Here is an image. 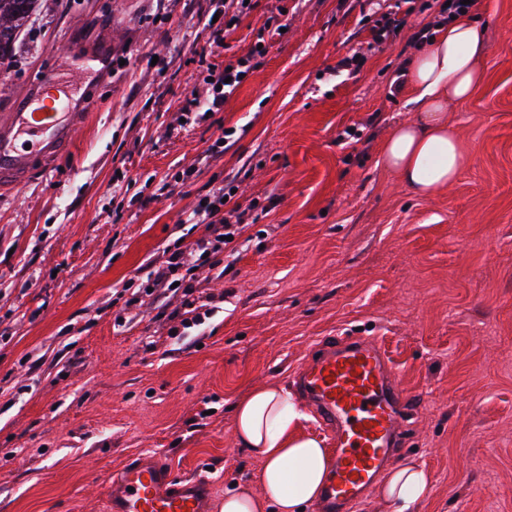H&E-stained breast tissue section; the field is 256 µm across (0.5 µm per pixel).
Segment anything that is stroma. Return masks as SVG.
Instances as JSON below:
<instances>
[{
    "instance_id": "35a3bbf8",
    "label": "stroma",
    "mask_w": 512,
    "mask_h": 512,
    "mask_svg": "<svg viewBox=\"0 0 512 512\" xmlns=\"http://www.w3.org/2000/svg\"><path fill=\"white\" fill-rule=\"evenodd\" d=\"M446 2L226 5L222 55L251 71L199 120L182 107L204 91L209 0H40L0 67V113L51 65L97 107L71 153L0 191V512H105V482L148 451L208 480L220 512L260 471L232 404L292 387L322 340L357 332L381 338L423 402L396 460L432 476L416 512H512V0L491 18L472 10L490 50L484 83L448 106L459 179L419 198L377 164L410 115L395 84L412 36ZM389 14L403 25L375 40ZM276 15L285 33L252 54ZM107 39L112 74L76 65L74 48ZM229 181L245 244L223 274L196 269L211 315L171 335L179 299L135 302L128 282L162 265L191 230L185 212Z\"/></svg>"
}]
</instances>
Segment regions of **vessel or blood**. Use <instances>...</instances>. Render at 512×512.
I'll return each instance as SVG.
<instances>
[{"instance_id":"vessel-or-blood-1","label":"vessel or blood","mask_w":512,"mask_h":512,"mask_svg":"<svg viewBox=\"0 0 512 512\" xmlns=\"http://www.w3.org/2000/svg\"><path fill=\"white\" fill-rule=\"evenodd\" d=\"M60 75L42 81L0 114V186L28 182L34 161H54L72 146L94 101L59 95ZM295 385L336 438L320 512H348L371 490L396 454L416 410L413 395L394 379L381 341L344 336L323 341ZM110 512H211L209 485L176 475L154 454L138 457L103 488Z\"/></svg>"}]
</instances>
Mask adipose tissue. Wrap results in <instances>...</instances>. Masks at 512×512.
Returning a JSON list of instances; mask_svg holds the SVG:
<instances>
[{
	"label": "adipose tissue",
	"mask_w": 512,
	"mask_h": 512,
	"mask_svg": "<svg viewBox=\"0 0 512 512\" xmlns=\"http://www.w3.org/2000/svg\"><path fill=\"white\" fill-rule=\"evenodd\" d=\"M489 45L485 26L470 13L451 14L419 44L404 68V87L415 112L384 138L378 163L418 197L449 188L465 157L448 104L471 96L484 78ZM307 415L283 387L253 388L233 407L236 439L261 464L257 486L224 495L222 512H307L320 497L329 469L321 441L301 431ZM431 484L416 464L391 471L379 496L388 512H415Z\"/></svg>",
	"instance_id": "obj_1"
}]
</instances>
